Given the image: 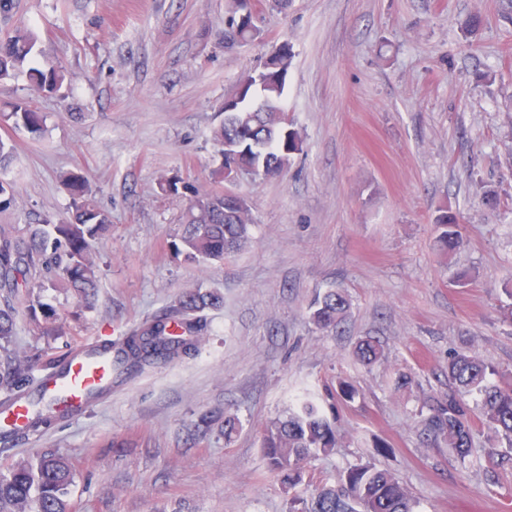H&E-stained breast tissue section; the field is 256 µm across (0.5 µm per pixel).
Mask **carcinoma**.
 <instances>
[{
	"label": "carcinoma",
	"instance_id": "carcinoma-1",
	"mask_svg": "<svg viewBox=\"0 0 512 512\" xmlns=\"http://www.w3.org/2000/svg\"><path fill=\"white\" fill-rule=\"evenodd\" d=\"M249 0H233L224 28V45L232 47L253 38ZM36 36L24 25H15L0 35V80L25 68L33 86L53 93L63 84L57 66L44 62L30 65ZM274 67L259 86L253 75L241 81L236 101L224 107V123L216 133L223 146L224 166H236L253 176L273 178L288 166L291 156L302 150L298 132L286 123L282 97L290 53L283 45L273 55ZM0 124L24 130L39 137L44 131V115L27 101H16L0 112ZM70 194L69 220L12 236L0 228V388L6 392L30 385L29 362L10 349L15 334L19 304L36 313L40 302L34 289L44 281L61 277L67 287L82 299L97 288V265L92 241L111 224L110 215L88 198L84 176L72 172L63 179ZM184 230L180 243L194 259L222 261L248 241L252 224L247 201L220 190L197 195L184 210ZM439 241L448 250L460 244L459 217L451 211L436 219ZM220 296L214 292L187 291L175 308L176 319L168 316L152 320L150 328L140 327L126 337L116 364L135 370L157 360L173 359L196 350L197 334L203 330L205 309L217 307ZM350 303L338 290H329L312 304L311 320L321 329L336 331L345 320ZM360 361L370 365L383 356V346L372 337L356 346ZM499 377L493 365L456 353L448 358V395L424 401L420 413L424 432L444 441L464 459L472 454L474 421L484 425L501 448V459L512 460V379ZM52 403H46L28 423L35 432L56 417ZM338 444V432L319 406L303 401L297 408L271 421L262 433V448L268 469L292 489L302 481L301 464L311 455L328 453ZM74 480L71 463L54 453L23 459L6 475H0V512H71L69 487ZM416 501L391 472L369 463L347 467L334 485H316L308 497L294 494L288 499V512H415Z\"/></svg>",
	"mask_w": 512,
	"mask_h": 512
}]
</instances>
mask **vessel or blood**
<instances>
[{
    "mask_svg": "<svg viewBox=\"0 0 512 512\" xmlns=\"http://www.w3.org/2000/svg\"><path fill=\"white\" fill-rule=\"evenodd\" d=\"M111 376V350L88 345L66 360L64 373L44 382L42 393L49 398L64 393L70 415L76 416L89 407L90 393L105 386Z\"/></svg>",
    "mask_w": 512,
    "mask_h": 512,
    "instance_id": "obj_1",
    "label": "vessel or blood"
}]
</instances>
